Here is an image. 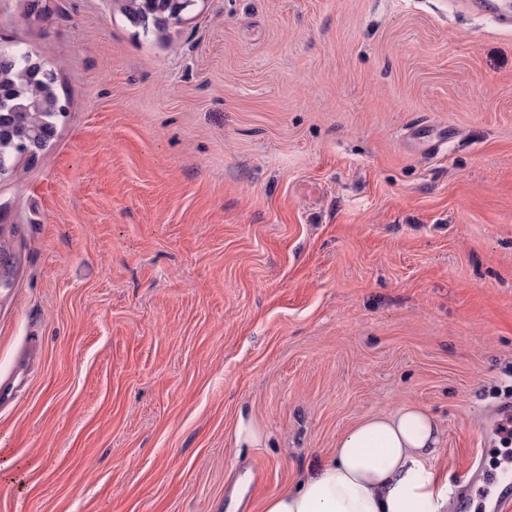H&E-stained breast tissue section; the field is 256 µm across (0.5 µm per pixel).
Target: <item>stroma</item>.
Listing matches in <instances>:
<instances>
[{"label":"stroma","instance_id":"35a3bbf8","mask_svg":"<svg viewBox=\"0 0 512 512\" xmlns=\"http://www.w3.org/2000/svg\"><path fill=\"white\" fill-rule=\"evenodd\" d=\"M17 44L70 117L0 181V512H261L402 405L449 499L503 467L476 432L512 399V28L196 0L144 37L122 0H0ZM4 230V225L0 224V269L3 265L9 270V279L6 285L5 281L1 278L0 288H4L5 285V288L11 287L16 273V255L11 245V236L14 235L15 230L12 227L7 234L4 233Z\"/></svg>","mask_w":512,"mask_h":512}]
</instances>
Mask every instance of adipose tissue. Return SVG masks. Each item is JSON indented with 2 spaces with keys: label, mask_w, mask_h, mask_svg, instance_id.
<instances>
[{
  "label": "adipose tissue",
  "mask_w": 512,
  "mask_h": 512,
  "mask_svg": "<svg viewBox=\"0 0 512 512\" xmlns=\"http://www.w3.org/2000/svg\"><path fill=\"white\" fill-rule=\"evenodd\" d=\"M440 450L435 420L417 407L366 417L316 475L267 495L261 512H447Z\"/></svg>",
  "instance_id": "obj_1"
}]
</instances>
